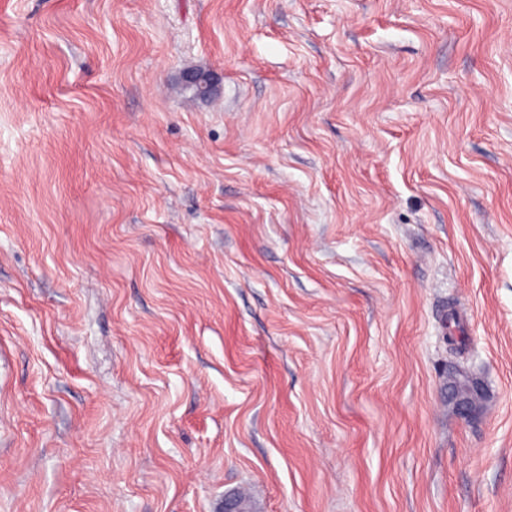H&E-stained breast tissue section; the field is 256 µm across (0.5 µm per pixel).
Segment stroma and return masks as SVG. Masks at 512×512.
<instances>
[{
    "label": "stroma",
    "instance_id": "35a3bbf8",
    "mask_svg": "<svg viewBox=\"0 0 512 512\" xmlns=\"http://www.w3.org/2000/svg\"><path fill=\"white\" fill-rule=\"evenodd\" d=\"M2 355L0 512H512V0H0ZM181 80L186 87L195 89L199 96L206 97L218 89V79L211 71L185 70Z\"/></svg>",
    "mask_w": 512,
    "mask_h": 512
}]
</instances>
